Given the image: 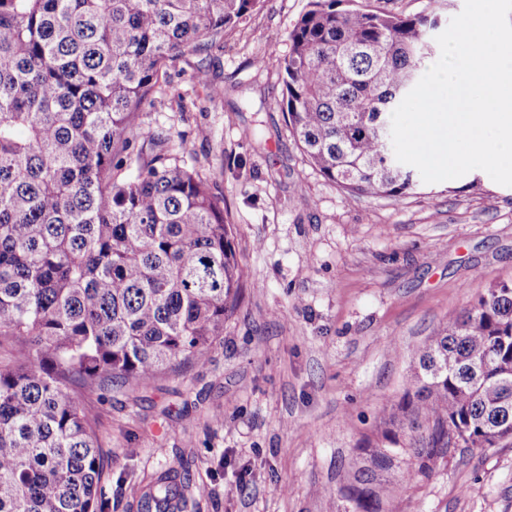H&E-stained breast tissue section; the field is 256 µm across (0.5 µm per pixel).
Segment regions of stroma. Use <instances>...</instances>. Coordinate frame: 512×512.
<instances>
[{"instance_id": "1", "label": "stroma", "mask_w": 512, "mask_h": 512, "mask_svg": "<svg viewBox=\"0 0 512 512\" xmlns=\"http://www.w3.org/2000/svg\"><path fill=\"white\" fill-rule=\"evenodd\" d=\"M308 0H265L223 49L167 66L137 118L207 177L248 278L205 364L83 396L104 451L103 512H141L175 470L173 512H352L344 487L388 431L411 347L512 280V187L473 170L399 198L347 197L308 163L280 62ZM443 22L464 0H356ZM206 67L219 95L197 80ZM389 512H512V440L413 460Z\"/></svg>"}]
</instances>
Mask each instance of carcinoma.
Wrapping results in <instances>:
<instances>
[{
  "instance_id": "1",
  "label": "carcinoma",
  "mask_w": 512,
  "mask_h": 512,
  "mask_svg": "<svg viewBox=\"0 0 512 512\" xmlns=\"http://www.w3.org/2000/svg\"><path fill=\"white\" fill-rule=\"evenodd\" d=\"M264 0H0V512H101L102 452L82 396L202 365L248 271L198 170L136 118L165 68L221 48ZM309 0L288 30L282 109L310 164L347 196L417 186L391 114L424 74L438 20ZM398 431L346 497L409 452L512 439V281L412 349ZM172 477L144 499L170 512Z\"/></svg>"
}]
</instances>
